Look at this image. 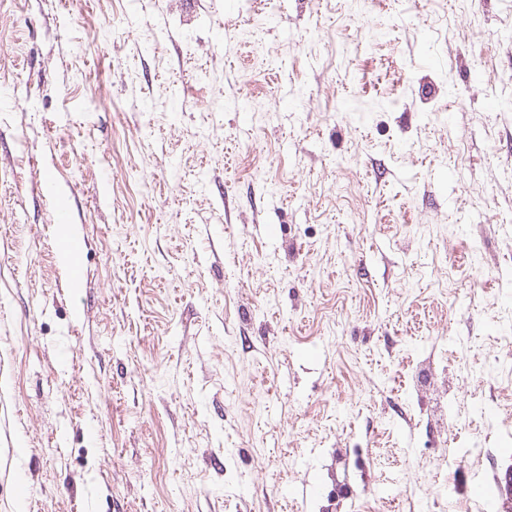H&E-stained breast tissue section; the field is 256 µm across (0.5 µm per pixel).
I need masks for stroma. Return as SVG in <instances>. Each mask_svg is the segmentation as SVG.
Returning a JSON list of instances; mask_svg holds the SVG:
<instances>
[{"instance_id":"35a3bbf8","label":"stroma","mask_w":512,"mask_h":512,"mask_svg":"<svg viewBox=\"0 0 512 512\" xmlns=\"http://www.w3.org/2000/svg\"><path fill=\"white\" fill-rule=\"evenodd\" d=\"M1 87L0 512H512V0H0Z\"/></svg>"}]
</instances>
